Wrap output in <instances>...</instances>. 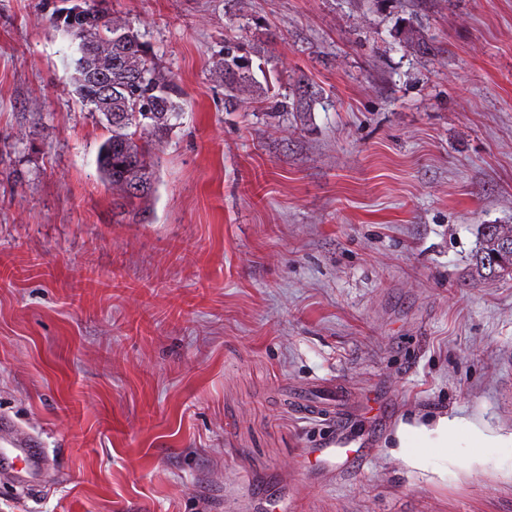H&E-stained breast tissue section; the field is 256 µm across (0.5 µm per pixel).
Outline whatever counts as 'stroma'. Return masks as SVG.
<instances>
[{"instance_id": "obj_1", "label": "stroma", "mask_w": 512, "mask_h": 512, "mask_svg": "<svg viewBox=\"0 0 512 512\" xmlns=\"http://www.w3.org/2000/svg\"><path fill=\"white\" fill-rule=\"evenodd\" d=\"M108 6L184 108L140 221L51 6L0 0V417L43 451L0 450V512H512V447L391 448L435 414L512 434V278L472 269L512 225V0ZM333 434L366 463H308ZM246 58L238 55L230 48L224 51V57L215 63V71L224 79V104L229 109L237 106L235 91L241 83L249 81L251 74L241 65V60ZM498 225L501 226V224H486L483 226L479 248L473 256L475 273L483 280L512 276V252L509 255L501 253L497 233ZM494 256H500L503 263H496L493 266Z\"/></svg>"}]
</instances>
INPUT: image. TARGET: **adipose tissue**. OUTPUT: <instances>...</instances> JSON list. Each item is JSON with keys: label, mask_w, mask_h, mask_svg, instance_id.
I'll list each match as a JSON object with an SVG mask.
<instances>
[{"label": "adipose tissue", "mask_w": 512, "mask_h": 512, "mask_svg": "<svg viewBox=\"0 0 512 512\" xmlns=\"http://www.w3.org/2000/svg\"><path fill=\"white\" fill-rule=\"evenodd\" d=\"M397 454L408 465L425 464L429 452H447L448 449L467 445L470 448H511L512 436L493 437L463 418L438 417L423 424H400L396 434Z\"/></svg>", "instance_id": "ef3b65f1"}]
</instances>
